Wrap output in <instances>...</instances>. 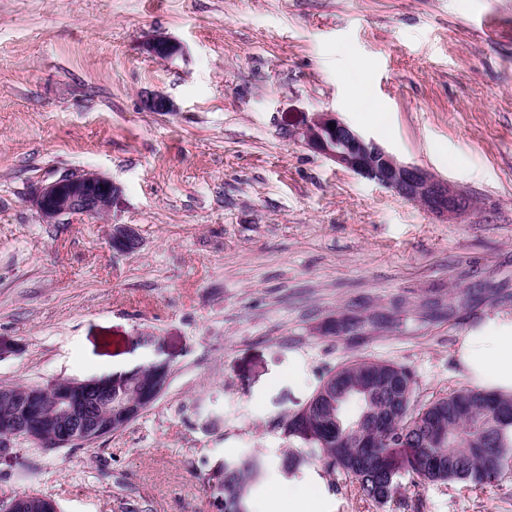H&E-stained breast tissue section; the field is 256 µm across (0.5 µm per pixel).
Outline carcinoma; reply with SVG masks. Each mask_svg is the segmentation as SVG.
Listing matches in <instances>:
<instances>
[{
  "label": "carcinoma",
  "mask_w": 512,
  "mask_h": 512,
  "mask_svg": "<svg viewBox=\"0 0 512 512\" xmlns=\"http://www.w3.org/2000/svg\"><path fill=\"white\" fill-rule=\"evenodd\" d=\"M383 316H344L329 326L336 336L352 335ZM155 371L148 366L125 375L122 382L147 389ZM416 380L407 367L388 361L355 359L328 373L302 411L280 422L288 439L281 465L312 456L329 476L352 480L365 502L393 500L401 474L414 486L463 481L482 487L512 469V396L478 388L453 390L428 403L415 404ZM19 405L0 401V444ZM32 445L47 446L57 438L49 421L33 428ZM263 476V464L244 454L224 466V512H239L250 486Z\"/></svg>",
  "instance_id": "1"
}]
</instances>
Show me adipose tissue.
Wrapping results in <instances>:
<instances>
[{
	"label": "adipose tissue",
	"mask_w": 512,
	"mask_h": 512,
	"mask_svg": "<svg viewBox=\"0 0 512 512\" xmlns=\"http://www.w3.org/2000/svg\"><path fill=\"white\" fill-rule=\"evenodd\" d=\"M458 364L471 385L512 395V314L493 313L483 326L463 336Z\"/></svg>",
	"instance_id": "ef3b65f1"
}]
</instances>
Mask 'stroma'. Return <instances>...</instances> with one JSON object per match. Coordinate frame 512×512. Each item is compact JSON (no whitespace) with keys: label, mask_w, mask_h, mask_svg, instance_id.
Instances as JSON below:
<instances>
[{"label":"stroma","mask_w":512,"mask_h":512,"mask_svg":"<svg viewBox=\"0 0 512 512\" xmlns=\"http://www.w3.org/2000/svg\"><path fill=\"white\" fill-rule=\"evenodd\" d=\"M166 38L180 52L148 55ZM370 65V120L343 76ZM170 101L143 108L146 96ZM334 112L464 190L451 223L292 135ZM91 169L108 219L43 223L39 184ZM136 229L120 256L113 225ZM389 316L347 341L325 324ZM512 314V0H0V387L167 363L165 393L84 448L0 456V499L62 512H224V465L268 472L246 499L312 489L316 512H397L280 466L279 424L364 357L408 367L426 402L465 387L462 336ZM422 512H512V470L414 489Z\"/></svg>","instance_id":"obj_1"}]
</instances>
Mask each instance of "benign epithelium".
Listing matches in <instances>:
<instances>
[{"instance_id": "benign-epithelium-1", "label": "benign epithelium", "mask_w": 512, "mask_h": 512, "mask_svg": "<svg viewBox=\"0 0 512 512\" xmlns=\"http://www.w3.org/2000/svg\"><path fill=\"white\" fill-rule=\"evenodd\" d=\"M145 51L153 57L170 58L180 52V46L157 39L146 44ZM296 136L314 152L437 217L457 222L471 206V198L459 187L418 165L400 161L334 112L315 113L297 128ZM119 192L111 179L84 169L63 173L39 185L30 203L44 223L53 224L62 215H105ZM110 245L116 253L127 255L139 248V237L129 225L115 224ZM20 404L9 433L12 447L34 440L31 421L44 418L47 409L51 410L52 421L70 435L72 442H84L112 429V383L104 377L74 380L64 393L49 385H32Z\"/></svg>"}]
</instances>
